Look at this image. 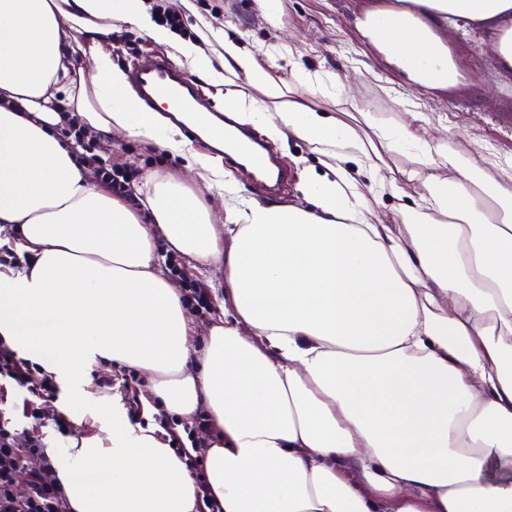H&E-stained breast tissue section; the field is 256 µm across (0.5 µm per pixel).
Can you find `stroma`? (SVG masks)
I'll use <instances>...</instances> for the list:
<instances>
[{"instance_id":"35a3bbf8","label":"stroma","mask_w":512,"mask_h":512,"mask_svg":"<svg viewBox=\"0 0 512 512\" xmlns=\"http://www.w3.org/2000/svg\"><path fill=\"white\" fill-rule=\"evenodd\" d=\"M195 9L184 12L183 26L194 34L213 27L225 36L246 40L258 52L276 50L274 79L290 83L291 96L307 94L319 83L323 94L313 99L317 109L338 115L360 112L392 124L416 120L429 134L447 141L450 150L480 162L485 174L501 179L512 172V73L499 71L489 46L471 26L452 23L439 28L449 56L457 68L456 80L443 88H428L408 81L388 63L356 27L358 17L387 0H279L283 28H275L255 7L254 0H192ZM112 59L130 68L153 53L154 47L137 30L115 24ZM307 73L305 81L291 80L292 70ZM350 84L337 93L338 83ZM109 164L145 175L159 172L179 175L180 159L136 139L111 141ZM288 179L276 193L246 180L241 171L233 176L243 194L281 204L301 202L297 190L300 171L296 159L319 166L310 146L297 140L272 147Z\"/></svg>"}]
</instances>
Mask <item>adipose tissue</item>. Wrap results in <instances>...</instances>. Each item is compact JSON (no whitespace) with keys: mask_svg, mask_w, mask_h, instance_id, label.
I'll return each instance as SVG.
<instances>
[{"mask_svg":"<svg viewBox=\"0 0 512 512\" xmlns=\"http://www.w3.org/2000/svg\"><path fill=\"white\" fill-rule=\"evenodd\" d=\"M451 20L480 28L512 72V0H403L359 27L410 81L444 86L456 70L435 31ZM117 22L193 77L241 72L278 94L273 60L227 39L210 54L158 24L149 0H0V224L22 258L0 265V339L63 390L78 431L47 453L71 512L200 505L166 431L91 390L99 360L142 371L169 415L209 420L203 472L223 512H512V183L411 123L369 117L361 134L315 109L313 87L273 111L225 94L238 124L328 159L305 172L302 203L243 197L212 154L208 113L191 116L200 150L141 106L112 60ZM72 120L183 157L204 189L150 172L136 199L112 194L62 137ZM406 150L418 168L383 179ZM405 178L430 211L375 220L372 197H403ZM163 249L199 275L223 271L206 332Z\"/></svg>","mask_w":512,"mask_h":512,"instance_id":"ef3b65f1","label":"adipose tissue"}]
</instances>
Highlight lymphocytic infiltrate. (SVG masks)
<instances>
[{
    "label": "lymphocytic infiltrate",
    "instance_id": "lymphocytic-infiltrate-1",
    "mask_svg": "<svg viewBox=\"0 0 512 512\" xmlns=\"http://www.w3.org/2000/svg\"><path fill=\"white\" fill-rule=\"evenodd\" d=\"M68 131L82 149V162L94 170L98 179L114 194L132 196L134 172L112 167L105 160L112 150L111 144L90 140L75 122L70 123ZM13 387L25 393L23 415L37 421L51 419L62 433L71 428L65 415L49 416L40 407L41 402L55 394L52 376L19 357L6 342L0 340V512H68L66 499L55 481L40 435L17 432L4 410L9 402V390ZM160 423L168 433L170 446L178 454L186 456L192 470H201V454L211 437L205 418L179 425L175 420L164 417Z\"/></svg>",
    "mask_w": 512,
    "mask_h": 512
}]
</instances>
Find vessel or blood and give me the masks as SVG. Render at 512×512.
I'll use <instances>...</instances> for the list:
<instances>
[{
    "label": "vessel or blood",
    "instance_id": "vessel-or-blood-1",
    "mask_svg": "<svg viewBox=\"0 0 512 512\" xmlns=\"http://www.w3.org/2000/svg\"><path fill=\"white\" fill-rule=\"evenodd\" d=\"M131 78L141 92L146 105H153L156 98H168L181 111L207 110L208 105L199 89L184 75L169 66L159 57L139 60L131 70ZM224 155L228 161L242 157L266 177L276 174L277 166L265 154L248 133L230 138L224 144Z\"/></svg>",
    "mask_w": 512,
    "mask_h": 512
}]
</instances>
